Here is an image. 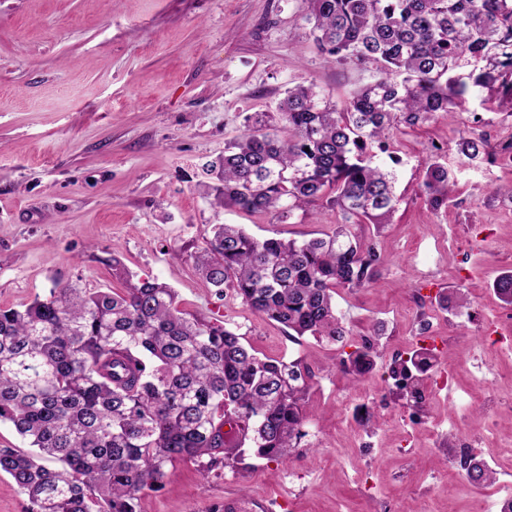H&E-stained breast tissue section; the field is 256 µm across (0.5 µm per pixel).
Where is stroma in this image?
Here are the masks:
<instances>
[{
	"instance_id": "stroma-1",
	"label": "stroma",
	"mask_w": 512,
	"mask_h": 512,
	"mask_svg": "<svg viewBox=\"0 0 512 512\" xmlns=\"http://www.w3.org/2000/svg\"><path fill=\"white\" fill-rule=\"evenodd\" d=\"M307 14V0H0V307L57 285L121 290L116 258L169 284L184 312L238 328L258 355L310 369L308 450L286 463L248 450L207 473L177 463L165 489L141 496L139 512H467L473 494L499 505L498 482L512 481V447L500 445L512 415L475 451L495 482L462 492L446 475L447 449L382 423L371 447H360L361 426L346 408L372 397L399 411L384 382L391 356L420 335L437 293L459 291L474 313L506 311L493 284L512 271V197L502 192L512 167L468 162L458 143L478 112L499 152L512 142V116L474 101L456 118L392 130L401 201L382 231L351 227L375 239L385 265L371 286L336 291L347 345L292 341L239 299L217 298L195 269L216 224L298 240L336 224L335 211L319 205L281 223L215 206L201 189L206 164L243 134L247 116L276 114L289 87L316 84L341 107L370 81L365 68L326 62L306 34ZM435 152L456 179L438 210L419 189ZM478 237L487 252L472 249ZM365 336L376 337L379 356L355 384L337 363ZM440 355L454 373L431 408L437 421L480 420V373L512 399V365L482 341Z\"/></svg>"
}]
</instances>
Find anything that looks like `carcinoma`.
Listing matches in <instances>:
<instances>
[{
    "label": "carcinoma",
    "mask_w": 512,
    "mask_h": 512,
    "mask_svg": "<svg viewBox=\"0 0 512 512\" xmlns=\"http://www.w3.org/2000/svg\"><path fill=\"white\" fill-rule=\"evenodd\" d=\"M308 36L335 62L374 73L339 109L314 84L288 88L280 125L260 115L219 161L213 204L279 222L321 202L343 222L304 241L258 239L219 224L196 267L222 298L304 336L345 342L338 288L375 281L385 259L352 224L388 223L400 202L396 173L379 162L387 134L438 114L452 118L472 96L512 116V0H309ZM466 136L459 151L487 154ZM422 192L448 205L454 178L432 156ZM377 350L343 359L354 382L372 372ZM310 370L261 358L238 329L192 316L156 278L117 293L54 286L20 308H0V424L29 450L0 448L27 512H138L178 462L225 467L245 448L288 461L308 435L303 404ZM473 485L493 471L469 460Z\"/></svg>",
    "instance_id": "cac0c4a2"
}]
</instances>
